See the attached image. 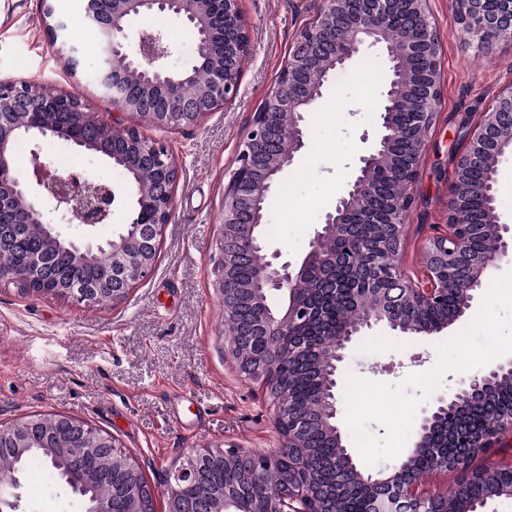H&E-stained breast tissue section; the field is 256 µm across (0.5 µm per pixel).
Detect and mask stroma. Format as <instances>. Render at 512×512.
I'll list each match as a JSON object with an SVG mask.
<instances>
[{
    "label": "stroma",
    "instance_id": "35a3bbf8",
    "mask_svg": "<svg viewBox=\"0 0 512 512\" xmlns=\"http://www.w3.org/2000/svg\"><path fill=\"white\" fill-rule=\"evenodd\" d=\"M85 0H0V80H24L78 95L105 121L138 126L165 140L179 167L174 209L162 225L152 275L117 302L77 306L0 281V425L32 415H67L116 438L152 488L154 512L166 510L168 473L192 449L221 443L246 452L280 447L274 405L263 384L242 376L225 350L224 312L214 286L224 187L236 167L251 118L275 87L296 31L320 0H242L252 46L241 62L236 95L197 125L164 131L117 111L92 84L96 55L81 72L67 69L42 23L46 7L71 22ZM440 33L441 101L413 187L415 204L402 226L400 267L426 275V246L448 229V195L464 146L460 121L494 104L512 85V45L479 49L465 40L455 0H429ZM178 48L168 61L183 69L188 30L166 14L140 22ZM382 49L354 58L307 114L305 147L276 177L263 212L267 251L300 263L324 216L374 137L376 107L386 85ZM486 294L452 325L424 335L376 327L345 352L338 422L359 464L388 470L412 448L422 412L459 378L487 368L488 356L512 354V265L491 271ZM436 383H423L427 374ZM365 437L358 447L354 433ZM21 512H81L58 481L23 484Z\"/></svg>",
    "mask_w": 512,
    "mask_h": 512
}]
</instances>
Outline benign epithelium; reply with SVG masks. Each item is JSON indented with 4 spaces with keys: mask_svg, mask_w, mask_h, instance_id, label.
Wrapping results in <instances>:
<instances>
[{
    "mask_svg": "<svg viewBox=\"0 0 512 512\" xmlns=\"http://www.w3.org/2000/svg\"><path fill=\"white\" fill-rule=\"evenodd\" d=\"M428 0H324L316 16L304 24L290 47L288 60L276 87L253 114L238 156V166L224 187L220 253L214 267L215 287L221 298L224 322L235 319L239 305L249 303L256 314L250 335L274 337L295 326L322 320L321 309L307 301L303 283L313 266L328 270L340 261L356 262L366 256L371 274L361 292L368 297L365 307L340 330L328 354L303 341L289 357L306 352L307 359L324 369L326 390L319 405L327 408L328 429L343 445L338 425L339 365L353 340L377 325L392 331L416 333L418 326L404 320L401 312L440 303L448 296V285L460 267L468 270L469 283L458 316L462 317L480 295L487 274L502 264H512V228L504 225V235L490 251L475 254L469 250L470 232L459 223L460 192L450 191L448 225L450 232L429 240L427 275L423 281L405 278L399 270L401 226L412 208L413 185L426 134L431 127L436 103L440 100L438 55L440 37L427 6ZM457 20L463 37L485 48L489 43H512V0H455ZM88 17L101 35V49L93 70L94 85L112 100L121 112L137 115L139 121L163 130L195 126L203 115L236 94L239 85L238 61L250 49V33L243 19L239 0H88ZM166 13L188 25L194 48L191 63L172 73L167 60L174 46L160 31H143L129 37L136 19ZM409 20L399 29L397 23ZM367 45L385 47L391 78L378 108L380 123L376 140L359 157L334 209L325 215L322 230L316 233L310 250L296 267L267 258L257 233L262 214L258 199L267 193L279 173L290 166L304 147L305 115L317 101L309 83L315 62L324 58L322 76L344 66ZM421 58L425 68L421 81L425 100L418 107L404 103L403 89L409 78V64ZM190 83L193 96L184 97L180 86ZM512 112V87L502 91L492 108L480 114L479 121L465 130L468 150L456 162V171L482 163L497 170L504 146L512 142V129L504 128L505 111ZM414 138L413 162L403 172L405 191L396 194L393 208L382 218L393 232L364 249L352 244L336 253L330 243L340 237L352 240L344 214L353 199L370 200L373 183L369 171L394 150L402 132ZM21 137L34 144L45 139L61 140L81 150L100 154L130 172L125 192L132 198L120 232L105 240L90 238L78 242L66 236L52 216L68 224L89 229L112 223L118 195L112 183L84 173L64 175L40 151L31 153L29 167L21 169L13 161V148ZM151 157L162 178L148 193L142 189L135 163L141 155ZM179 169L166 144L147 138L129 127L108 124L65 94L44 99L39 87L26 81H0V222L27 224L51 241V249L13 254L0 242V280L17 279L30 290L61 296L77 304L94 303L107 296L111 301L125 297L136 282L154 269L159 227L171 220L174 188ZM259 256L255 282L243 287L234 280L236 266L245 257ZM92 262L96 278L91 284L71 277L85 263ZM277 291L285 305L273 309L267 294ZM225 348L242 374L268 386L276 407V424L281 447L291 451L295 471L305 477L287 492L269 498L262 512H324L320 496L308 476V446L305 435L311 417L288 407L283 386L270 378L262 359L253 355L239 340L229 337ZM512 376V356L501 358L482 373L460 379L454 390L440 396L423 412L416 443L439 417L453 414L477 399L499 376ZM67 422L76 429L75 437L63 442L56 424L33 416L9 428L0 427V439L9 432L7 447L25 456L33 448L58 460L97 457L92 468L82 467L65 473L64 485L78 497L93 490L86 512H114L113 486L123 490L121 512H148L151 489L136 465L122 452L116 440L92 424L73 418ZM512 419L498 420L483 435L458 445L477 454H488L500 444L502 432ZM416 451L403 457L388 472H378L361 482L383 500L384 512H428V496L417 492L424 475L412 466ZM279 455L270 452H244L210 444L187 455L167 477V512H190L183 490L195 485L203 469L248 466L258 478L275 475ZM21 486L14 472L0 469V512H20ZM206 512H226L228 501H236L243 512H255L249 487L204 493Z\"/></svg>",
    "mask_w": 512,
    "mask_h": 512,
    "instance_id": "7a95c632",
    "label": "benign epithelium"
}]
</instances>
